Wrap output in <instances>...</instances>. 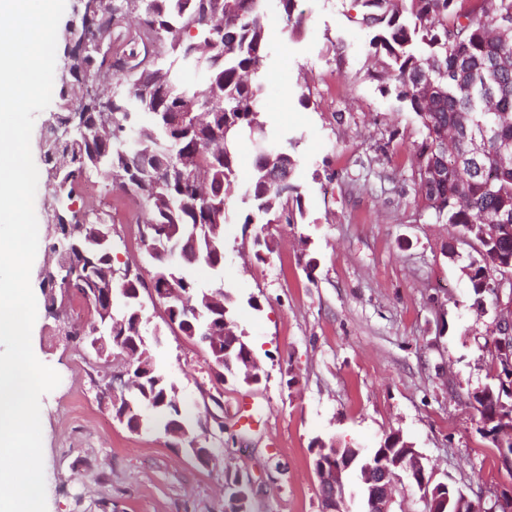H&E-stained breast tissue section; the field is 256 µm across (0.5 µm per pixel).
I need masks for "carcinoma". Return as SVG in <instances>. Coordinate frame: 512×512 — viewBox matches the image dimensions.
Returning <instances> with one entry per match:
<instances>
[{
  "mask_svg": "<svg viewBox=\"0 0 512 512\" xmlns=\"http://www.w3.org/2000/svg\"><path fill=\"white\" fill-rule=\"evenodd\" d=\"M358 7L362 23L377 31L371 47L386 59L397 97L423 128L413 144L410 173L419 211L438 224L461 228L480 245L464 256L450 244L448 257L460 263L473 305L495 310L491 284L500 263L512 257V233L486 243L481 225H512V164L495 142L479 152L473 142L484 131L512 141V40L495 28L512 19V0H358ZM132 14L138 22L129 52L116 54L110 63L93 52L72 53L71 76L90 86L78 105L67 96L66 83L54 79L60 86L55 128L83 126L88 135L62 138L49 128L41 146L51 204L58 211V239L71 232L83 250L70 258L67 285L54 280V264L42 268L41 285L62 287L85 301L96 293L115 294L112 335L121 338L115 348L127 356L134 347L133 320L143 312L142 288L156 293L166 280L180 292V301L164 300L166 323L189 338H195L192 327L216 317L203 309L196 315L190 307L210 293L187 270L197 260L215 267L206 239L199 238L194 260L162 261L154 250L169 241V231L188 234L197 224L219 225L216 243L224 247L226 195L238 178V141L245 134L265 136L261 78L269 55L261 0H122L110 12H91L92 18H102L94 30L110 41L121 36ZM158 33L163 47L145 65L140 52ZM196 69L205 79L200 97L183 84V76ZM296 146L288 137L255 156L243 223H297L303 210L300 198L293 197L298 186L290 150ZM94 172L146 201L150 216L141 238L152 261L150 279L113 267L111 213L71 208L76 187ZM292 197L295 211L289 207ZM221 301L224 317L243 335L235 321V297L225 291ZM206 350L221 373L247 382V365L236 351H226L222 343ZM139 354L144 361L134 360V398L146 407L165 395L174 398L175 384L145 345ZM467 400L490 424L487 434L497 442L494 416L497 408L512 407V381L485 386ZM406 447L407 441L394 434L369 453L359 448L340 453L354 456L360 469Z\"/></svg>",
  "mask_w": 512,
  "mask_h": 512,
  "instance_id": "obj_1",
  "label": "carcinoma"
}]
</instances>
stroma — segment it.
Listing matches in <instances>:
<instances>
[{
	"instance_id": "obj_1",
	"label": "stroma",
	"mask_w": 512,
	"mask_h": 512,
	"mask_svg": "<svg viewBox=\"0 0 512 512\" xmlns=\"http://www.w3.org/2000/svg\"><path fill=\"white\" fill-rule=\"evenodd\" d=\"M271 54L261 106L272 136H294L303 216L293 225H242L245 186L258 142L238 148V183L227 201L224 265H200L201 286L221 279L238 299L235 319L260 367L248 385L216 380L204 347L171 331L160 301L144 298L156 361L177 386L197 444L217 461L200 466L187 447L156 428L119 422L113 391L133 371L101 357L73 325L95 315L55 291L45 305L39 273L52 259L53 225L43 221L46 181L34 200L39 245L31 286L38 316L36 357L61 382L41 398L47 512H224V476L254 486L250 512H322L312 462L318 443L372 450L400 434L436 480L491 501L512 491V472L484 433L467 392L493 384L486 342L494 311L477 314L447 247L471 250L457 229L420 217L408 180L410 148L422 128L379 68L373 30L355 0H298L300 31L286 28L265 0ZM113 256L141 272L152 265L140 239L147 204L116 192ZM274 239L266 260L256 236ZM252 406L243 425L238 409Z\"/></svg>"
}]
</instances>
